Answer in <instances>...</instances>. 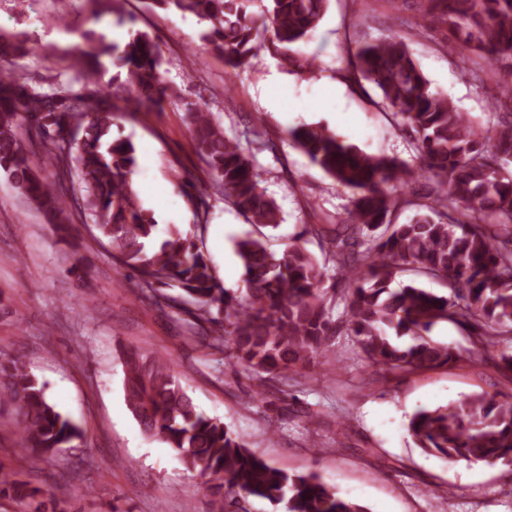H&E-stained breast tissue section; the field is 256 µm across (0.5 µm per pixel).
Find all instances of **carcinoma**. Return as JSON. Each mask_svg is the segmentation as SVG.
<instances>
[{"label": "carcinoma", "instance_id": "1", "mask_svg": "<svg viewBox=\"0 0 512 512\" xmlns=\"http://www.w3.org/2000/svg\"><path fill=\"white\" fill-rule=\"evenodd\" d=\"M417 3L431 29L444 33L442 46L465 59L485 60L498 81L512 79V0H390ZM329 0H147L203 23L202 41L237 72L263 49L302 71L313 62L303 47L318 30ZM93 32L75 46L70 85L42 92L0 70V172L42 213L61 240L74 238L76 223L93 217L113 250L118 271L138 281L143 302L189 316L194 338L224 351L250 370L260 393L284 383L288 370L305 364L330 344L336 324L327 310L326 267L303 247L271 250L265 234L235 244L246 294L224 287L197 236L173 226L164 237L132 186L136 147L115 138L114 98L119 94L151 108L168 88L158 81L162 54L148 33L95 45ZM27 40L0 30V62L27 54ZM351 75L373 84L398 124L413 134L419 166L370 154L323 127L301 125L289 132L294 148L349 192L345 216L334 224H308L332 263V278L355 284L344 297L343 327L374 365L394 371L445 366L455 349L428 336L440 321L471 327L473 361L483 359L495 336L512 335V112L484 136L444 94L431 88L399 35L348 47ZM112 57L121 71L101 83L94 60ZM80 89L72 88L73 84ZM192 148L224 192V202L249 223L275 229L278 207L260 185L256 154L230 138L211 113L186 107ZM52 140V179L42 176L28 144ZM435 180L427 201L406 198L403 189L418 174ZM79 190H74L73 181ZM418 213L407 224L387 220L403 206ZM415 270L452 278L453 296L417 284L397 288V273ZM163 287L176 295H160ZM125 400L143 432L206 478L219 497V512H249L248 498L284 505L285 512H368L316 474L290 475L247 448L218 417L200 411L167 361L128 353ZM16 409L20 452L51 456L85 445L84 431L50 402L46 384L20 355L0 359V406ZM424 452L447 462H497L512 474V396L484 394L416 411L408 424ZM48 490L29 487L0 468V499L43 512Z\"/></svg>", "mask_w": 512, "mask_h": 512}]
</instances>
